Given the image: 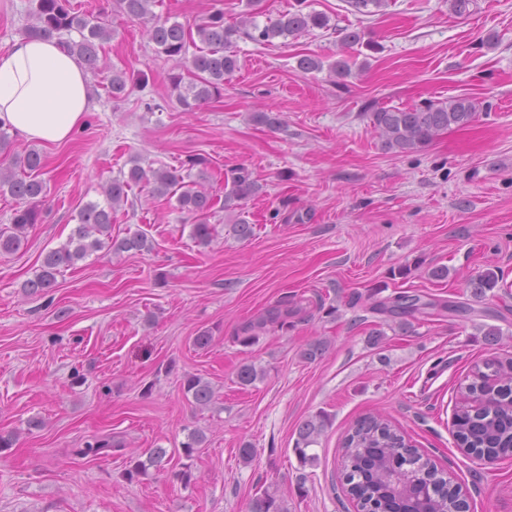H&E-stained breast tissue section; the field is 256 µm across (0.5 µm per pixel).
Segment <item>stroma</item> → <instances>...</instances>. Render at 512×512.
<instances>
[{
  "instance_id": "stroma-1",
  "label": "stroma",
  "mask_w": 512,
  "mask_h": 512,
  "mask_svg": "<svg viewBox=\"0 0 512 512\" xmlns=\"http://www.w3.org/2000/svg\"><path fill=\"white\" fill-rule=\"evenodd\" d=\"M308 2L331 30L269 45L236 40L223 97L188 112L169 83L176 61L156 52L142 24L114 0H73L113 35L90 77L85 125L40 148L43 222L24 249L0 254V429L18 435L0 451V512H249L266 489L286 512H356L341 487L342 442L356 419L377 414L461 485L469 512H512V458L468 457L452 428L474 363H512V0H478L465 17L448 0H389L373 15L347 0ZM216 7L230 24L243 9L240 0H156L153 11L192 27ZM346 27L369 31L376 50L342 49ZM303 55L325 70L300 71ZM344 55L357 65L341 83L328 66ZM113 67L130 77L119 100L107 91ZM458 95L483 102L478 121L417 154L383 150L363 115L373 101L402 107ZM255 112L276 114L279 126L253 123ZM191 156L206 158L218 200L232 169L260 186L241 209L214 207L208 246L194 242L174 204L138 192L113 212L112 236L144 234L149 249L98 251L62 269L49 294L24 293L81 208L104 204L103 184L131 159L177 168ZM239 220L254 224V237L233 235ZM435 264L447 266V279L425 275ZM489 266L504 286L481 301L470 281ZM398 292L433 305L400 336L372 309L375 297ZM448 302L475 312L454 316ZM275 311L287 313L285 324L268 323L253 345L236 343L246 324ZM485 324L500 327L496 345ZM207 329L211 346L197 348ZM374 330L383 333L376 347ZM315 340L326 354L303 360ZM244 363L262 372L246 388L235 382ZM188 374L213 386L209 408L186 399ZM321 412L330 424L312 448L317 460L301 463L298 427ZM33 419L41 428L29 429ZM191 429L206 442L190 461L177 456L164 471L123 478L130 457L179 447ZM101 436L116 442L111 455L78 457ZM245 442L256 450L248 463L238 453ZM186 463L196 476L188 486L174 476Z\"/></svg>"
}]
</instances>
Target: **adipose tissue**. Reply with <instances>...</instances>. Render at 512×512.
<instances>
[{
  "label": "adipose tissue",
  "instance_id": "1",
  "mask_svg": "<svg viewBox=\"0 0 512 512\" xmlns=\"http://www.w3.org/2000/svg\"><path fill=\"white\" fill-rule=\"evenodd\" d=\"M91 108L89 77L58 40L23 36L0 52V122L24 140L63 143Z\"/></svg>",
  "mask_w": 512,
  "mask_h": 512
}]
</instances>
